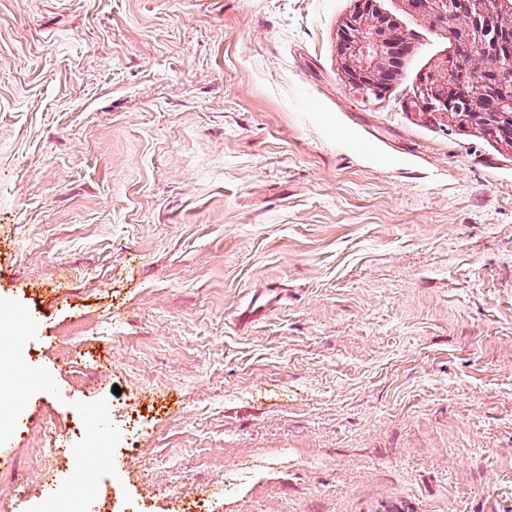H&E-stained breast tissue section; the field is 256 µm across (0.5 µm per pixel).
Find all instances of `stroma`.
I'll return each instance as SVG.
<instances>
[{"label": "stroma", "mask_w": 512, "mask_h": 512, "mask_svg": "<svg viewBox=\"0 0 512 512\" xmlns=\"http://www.w3.org/2000/svg\"><path fill=\"white\" fill-rule=\"evenodd\" d=\"M354 3L0 0V298L52 379L1 503L85 397L137 447L100 512H512V144L423 109L407 0L351 85ZM374 2L355 1L354 12L341 28L338 50L350 83L380 94L405 48L393 39L395 23L379 12Z\"/></svg>", "instance_id": "1"}]
</instances>
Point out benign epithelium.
<instances>
[{"label": "benign epithelium", "mask_w": 512, "mask_h": 512, "mask_svg": "<svg viewBox=\"0 0 512 512\" xmlns=\"http://www.w3.org/2000/svg\"><path fill=\"white\" fill-rule=\"evenodd\" d=\"M409 7L447 25L456 55L474 77L467 99L475 114L487 118L493 112L512 111V89L494 96V86L512 85V59L503 62L494 54L512 41V13L502 11V0H407ZM395 23L379 12L375 0H355V10L344 22L338 50L350 83L379 94L404 53L393 39ZM451 71L444 68L424 77L423 108L448 111V97L439 95L441 82Z\"/></svg>", "instance_id": "1"}]
</instances>
